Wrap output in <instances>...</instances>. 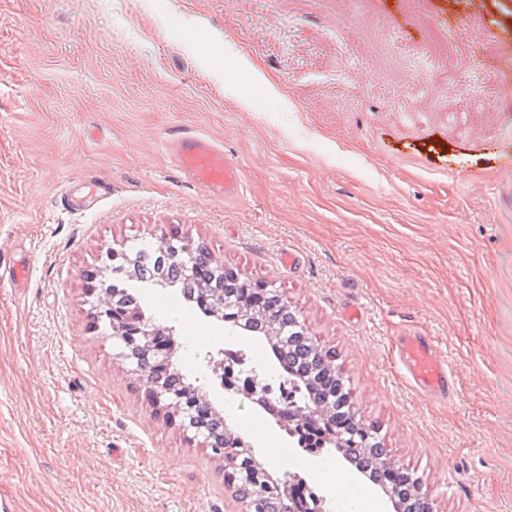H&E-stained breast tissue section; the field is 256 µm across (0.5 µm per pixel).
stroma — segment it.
Returning a JSON list of instances; mask_svg holds the SVG:
<instances>
[{"label":"stroma","instance_id":"obj_1","mask_svg":"<svg viewBox=\"0 0 512 512\" xmlns=\"http://www.w3.org/2000/svg\"><path fill=\"white\" fill-rule=\"evenodd\" d=\"M425 16L497 62L493 103L430 56ZM214 42L260 80L226 90ZM186 131L238 165L237 198L176 165L165 146ZM508 155L512 0H0V512H242L223 460L149 403L91 326L83 271L164 233L282 292L432 512H512ZM90 182L103 192L80 203ZM135 289L175 327V368L231 407L254 458L341 512L295 439L214 370L231 349L279 390L267 341L178 288ZM405 334L447 361V398L406 379ZM281 448L286 469L269 461Z\"/></svg>","mask_w":512,"mask_h":512}]
</instances>
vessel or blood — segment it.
I'll use <instances>...</instances> for the list:
<instances>
[{
  "mask_svg": "<svg viewBox=\"0 0 512 512\" xmlns=\"http://www.w3.org/2000/svg\"><path fill=\"white\" fill-rule=\"evenodd\" d=\"M169 145L179 167L197 185L227 199L238 196L241 171L211 139L185 133L170 140ZM400 358L406 376L417 388L431 395H447L448 367L427 337H402Z\"/></svg>",
  "mask_w": 512,
  "mask_h": 512,
  "instance_id": "vessel-or-blood-1",
  "label": "vessel or blood"
}]
</instances>
